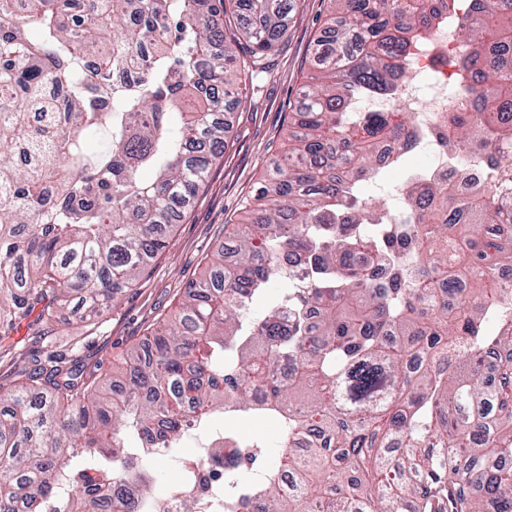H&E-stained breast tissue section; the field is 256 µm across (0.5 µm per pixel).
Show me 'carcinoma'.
Instances as JSON below:
<instances>
[{"label": "carcinoma", "instance_id": "obj_1", "mask_svg": "<svg viewBox=\"0 0 512 512\" xmlns=\"http://www.w3.org/2000/svg\"><path fill=\"white\" fill-rule=\"evenodd\" d=\"M310 83L291 107L288 155L243 202L231 244L177 309L122 352L126 383L43 355L0 390V512H144L155 460L178 452L189 418L224 427L181 463L185 488L224 473V512H512V206L442 182L402 188L388 223L361 187L403 153L410 112L355 117L353 103L396 93L411 46L473 0H329ZM291 0H0V342L37 313L103 314L166 247L179 207L224 149L223 112L272 69ZM465 57L448 54L455 145L484 148L494 181L512 167V0L468 17ZM47 86L67 90L58 99ZM47 117L33 124L30 114ZM94 133L108 146L87 148ZM152 169L146 181L141 172ZM288 293L263 316L253 298ZM316 311L310 320L308 311ZM248 415L288 448L267 455L230 420ZM121 466L140 500L103 487Z\"/></svg>", "mask_w": 512, "mask_h": 512}]
</instances>
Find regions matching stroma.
Masks as SVG:
<instances>
[{"instance_id": "1", "label": "stroma", "mask_w": 512, "mask_h": 512, "mask_svg": "<svg viewBox=\"0 0 512 512\" xmlns=\"http://www.w3.org/2000/svg\"><path fill=\"white\" fill-rule=\"evenodd\" d=\"M330 18L329 0H298L287 19L285 44L270 74L259 76L251 104L227 112L224 152L197 196L182 209L167 246L140 285L102 317L79 321L60 313L53 347L63 358L99 363L111 369L124 348L151 331L178 305L189 281L205 271L206 260L224 241L228 225L237 223L241 204L252 196L287 145L288 104L307 82L315 40ZM36 343L28 320H21L8 346H0V388L19 381Z\"/></svg>"}]
</instances>
